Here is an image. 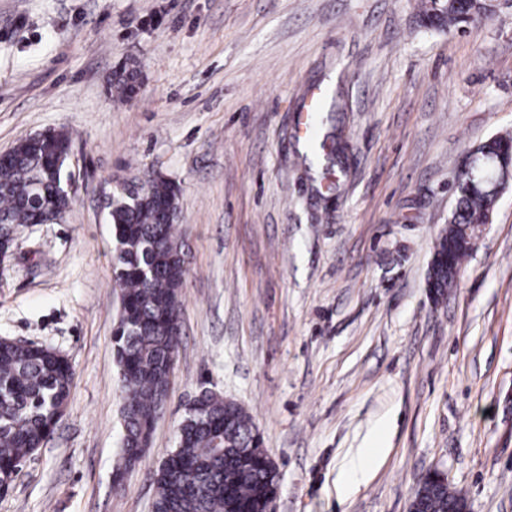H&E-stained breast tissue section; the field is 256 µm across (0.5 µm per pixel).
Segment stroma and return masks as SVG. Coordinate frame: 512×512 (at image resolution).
<instances>
[{"mask_svg":"<svg viewBox=\"0 0 512 512\" xmlns=\"http://www.w3.org/2000/svg\"><path fill=\"white\" fill-rule=\"evenodd\" d=\"M421 0H0V151L66 128L69 209L0 264V337L63 353L66 412L0 512H151L202 390L240 404L276 512H409L444 470L512 512V187L446 295L428 280L465 154L512 132V7L445 33ZM134 73L132 91L119 77ZM337 103L336 190L298 134ZM179 187L188 272L165 408L121 489L120 289L104 202ZM377 449L358 491L338 487Z\"/></svg>","mask_w":512,"mask_h":512,"instance_id":"stroma-1","label":"stroma"}]
</instances>
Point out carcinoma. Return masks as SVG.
Returning a JSON list of instances; mask_svg holds the SVG:
<instances>
[{
    "label": "carcinoma",
    "instance_id": "1",
    "mask_svg": "<svg viewBox=\"0 0 512 512\" xmlns=\"http://www.w3.org/2000/svg\"><path fill=\"white\" fill-rule=\"evenodd\" d=\"M496 14L492 0H450L421 12L426 27L442 31L463 23H486ZM72 145L63 128L42 132L38 147L19 143L6 163L0 164V235L6 237L37 219L30 204L42 198L54 217H62L70 199L57 192L61 153ZM456 203L448 236L441 237L435 253L453 254L460 268L469 252L459 244L462 224H482L489 196L475 171L456 178ZM177 189L162 176L147 181L136 201L114 197L110 224L117 243L113 274L126 302L127 318L114 331L116 361L124 393L122 460L131 469L144 456L143 436L158 403L167 397L168 376L178 350L180 303L184 279L170 272L179 256L175 235ZM157 275L144 278L141 270ZM74 379L70 361L37 348L0 342V480L12 481L22 461L44 445L68 404ZM203 421L192 419L179 430L181 449L166 467L155 473L154 512H264L274 491L267 456L251 417L235 402L216 393L201 404ZM415 495L427 512H455L465 504L446 482L424 478Z\"/></svg>",
    "mask_w": 512,
    "mask_h": 512
}]
</instances>
